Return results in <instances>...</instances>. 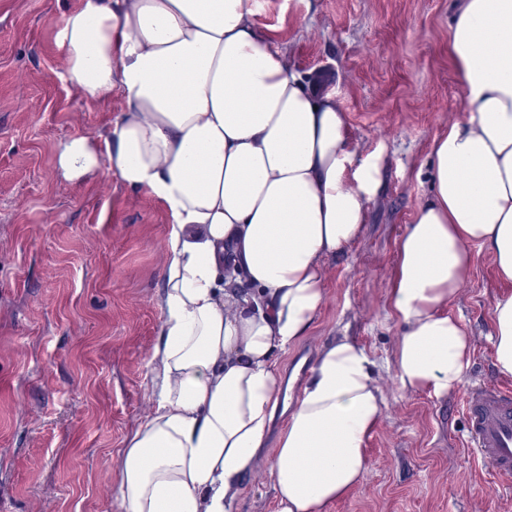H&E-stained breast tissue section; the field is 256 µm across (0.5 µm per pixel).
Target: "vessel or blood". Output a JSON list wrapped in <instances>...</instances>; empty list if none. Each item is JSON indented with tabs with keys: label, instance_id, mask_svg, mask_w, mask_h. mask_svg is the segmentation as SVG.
Here are the masks:
<instances>
[{
	"label": "vessel or blood",
	"instance_id": "vessel-or-blood-1",
	"mask_svg": "<svg viewBox=\"0 0 512 512\" xmlns=\"http://www.w3.org/2000/svg\"><path fill=\"white\" fill-rule=\"evenodd\" d=\"M463 408L470 442L500 485H512V383L467 388Z\"/></svg>",
	"mask_w": 512,
	"mask_h": 512
}]
</instances>
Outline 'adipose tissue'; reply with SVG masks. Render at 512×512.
<instances>
[{
    "label": "adipose tissue",
    "mask_w": 512,
    "mask_h": 512,
    "mask_svg": "<svg viewBox=\"0 0 512 512\" xmlns=\"http://www.w3.org/2000/svg\"><path fill=\"white\" fill-rule=\"evenodd\" d=\"M254 13V0H79L57 28L70 84L125 102L110 168L175 219L153 404L118 460L127 512H232L288 392L275 353L310 330L324 260L360 235L377 191L351 166L335 97L294 74ZM448 52L470 116L435 141L432 196L397 246L392 364L406 392L463 381L474 338L448 307L470 245L512 284V0H459ZM58 165L69 180L95 169L91 139L61 143ZM491 325L510 375L512 294ZM384 408L365 349L322 346L269 466L278 512H327L356 487Z\"/></svg>",
    "instance_id": "ef3b65f1"
}]
</instances>
